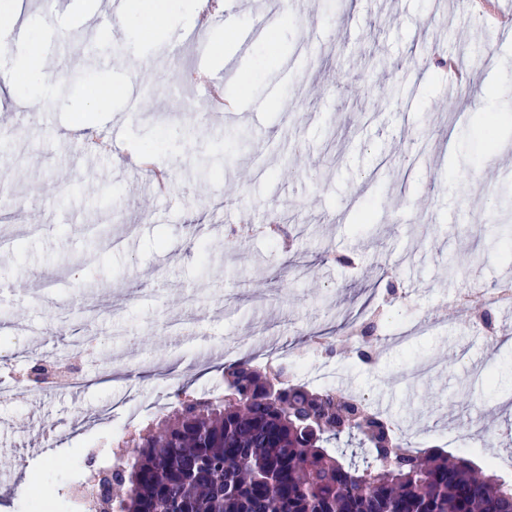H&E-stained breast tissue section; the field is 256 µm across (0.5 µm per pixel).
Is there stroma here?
Here are the masks:
<instances>
[{
	"mask_svg": "<svg viewBox=\"0 0 512 512\" xmlns=\"http://www.w3.org/2000/svg\"><path fill=\"white\" fill-rule=\"evenodd\" d=\"M0 0L20 27L6 47L42 48L46 81L0 80V357L12 375L27 350L67 353L93 320L80 384L0 399V459L26 457L0 481V512H33L28 484L73 493L117 455L129 415L157 423L176 389L224 379L227 346L324 336L308 363L388 418L411 446L464 451L512 481V148L485 158L480 90L512 83V37L467 0H306L278 25L277 47L218 54L221 15L252 19L233 0H124L134 17L164 15L154 44L142 28L93 18L100 0ZM207 24H200L201 13ZM122 53L124 64L107 67ZM227 77L239 111L186 105ZM280 95H271V87ZM51 97L50 111L21 100ZM153 113L129 119L118 151L85 153L81 134L109 130L132 95ZM263 111H254L255 103ZM153 153L171 192L142 205L131 158ZM30 224L39 232L27 233ZM480 300L489 338L462 295ZM186 321L184 333L168 325ZM371 323L350 341L351 324ZM410 331L402 345L396 331ZM138 366L116 363L130 347ZM47 445L28 451L30 434Z\"/></svg>",
	"mask_w": 512,
	"mask_h": 512,
	"instance_id": "35a3bbf8",
	"label": "stroma"
}]
</instances>
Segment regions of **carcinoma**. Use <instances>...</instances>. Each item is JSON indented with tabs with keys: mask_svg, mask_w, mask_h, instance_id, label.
Segmentation results:
<instances>
[{
	"mask_svg": "<svg viewBox=\"0 0 512 512\" xmlns=\"http://www.w3.org/2000/svg\"><path fill=\"white\" fill-rule=\"evenodd\" d=\"M266 371L241 359L224 370V397L176 391L171 415L131 440L116 480L115 512H512V483L462 452L407 447L362 403L383 447L338 420L350 394L283 384L272 400ZM357 436L371 462H346L328 445Z\"/></svg>",
	"mask_w": 512,
	"mask_h": 512,
	"instance_id": "cac0c4a2",
	"label": "carcinoma"
}]
</instances>
